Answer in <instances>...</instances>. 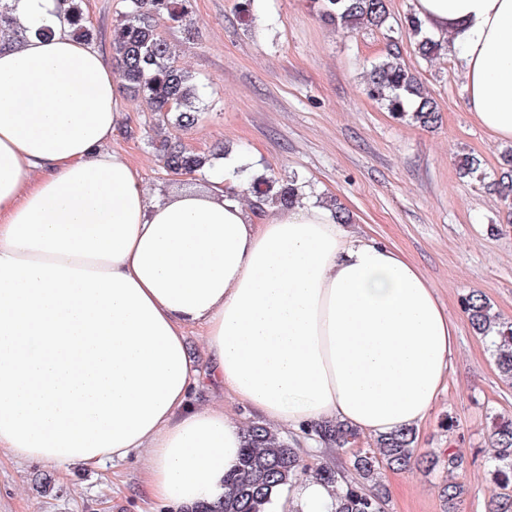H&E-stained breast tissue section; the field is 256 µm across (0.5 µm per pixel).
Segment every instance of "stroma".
Listing matches in <instances>:
<instances>
[{
	"label": "stroma",
	"mask_w": 512,
	"mask_h": 512,
	"mask_svg": "<svg viewBox=\"0 0 512 512\" xmlns=\"http://www.w3.org/2000/svg\"><path fill=\"white\" fill-rule=\"evenodd\" d=\"M191 0L196 30L162 27L174 62L191 71L206 110L184 136L192 149L226 145L286 176L298 173L314 193L351 212L350 232L397 249L433 284L457 327L448 386L417 429L421 451H461L459 479L467 488L462 512H488L489 427L512 417V385L500 378L489 344L461 309L462 296L482 292L512 319V203L476 179L460 177L458 159L478 157L487 175L500 171L505 145L474 121L455 58L421 59L406 19L413 0H389L391 30L331 29L311 0ZM94 44L110 50L112 29L128 0H82ZM397 39L403 63L435 99L442 121L423 129L395 119L364 92V75ZM127 117L111 148L139 168L151 193L202 187L203 177L166 175L147 143L156 123L145 102L125 96ZM453 417V430L443 428ZM144 452L98 469L68 468L66 479L37 461L0 460V512H151L140 485ZM445 469L401 474L384 470L386 512H444Z\"/></svg>",
	"instance_id": "obj_1"
}]
</instances>
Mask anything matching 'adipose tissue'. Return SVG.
<instances>
[{
	"label": "adipose tissue",
	"mask_w": 512,
	"mask_h": 512,
	"mask_svg": "<svg viewBox=\"0 0 512 512\" xmlns=\"http://www.w3.org/2000/svg\"><path fill=\"white\" fill-rule=\"evenodd\" d=\"M9 3L30 33L0 44V453L63 469L141 450L150 499L185 512L223 499L244 440L200 388L303 433L418 427L457 339L421 269L317 201L248 208L221 163L200 191L150 195L110 148L125 87L104 54L61 0ZM415 11L476 123L512 141V0Z\"/></svg>",
	"instance_id": "ef3b65f1"
}]
</instances>
